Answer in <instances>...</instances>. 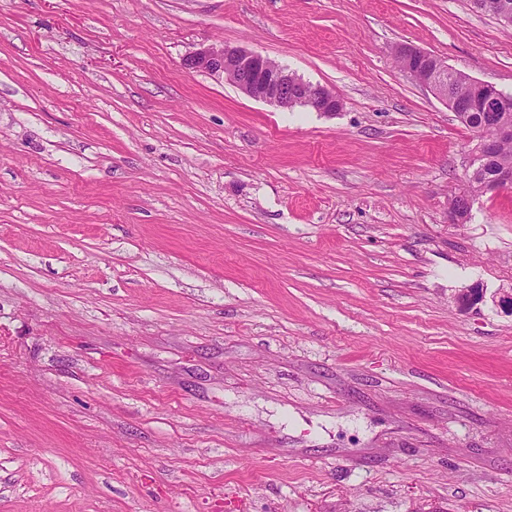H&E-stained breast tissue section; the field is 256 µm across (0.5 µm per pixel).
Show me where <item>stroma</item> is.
Returning a JSON list of instances; mask_svg holds the SVG:
<instances>
[{
	"label": "stroma",
	"mask_w": 512,
	"mask_h": 512,
	"mask_svg": "<svg viewBox=\"0 0 512 512\" xmlns=\"http://www.w3.org/2000/svg\"><path fill=\"white\" fill-rule=\"evenodd\" d=\"M406 43L512 95L469 0H0V512H512V192ZM182 65L217 81H230L247 97L283 110L305 107L336 114L342 108L335 92L307 82L266 55L242 46L203 45L189 52ZM457 117L466 127L473 131L477 137L498 140L495 152L478 164L471 175L472 193H474V197L479 196L486 193L485 186L496 171L504 168H512V137H499L498 121H484L479 114L471 115L468 119L466 118V120H462L458 115ZM482 138H478L473 158L465 174L463 187L452 197V199L459 203V206H449L448 208L449 219L454 224L467 223L470 220L473 196L469 191V175L475 167V163L482 159L484 155H489L495 149V145L491 140Z\"/></svg>",
	"instance_id": "obj_1"
}]
</instances>
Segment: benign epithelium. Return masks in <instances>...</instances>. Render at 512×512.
Here are the masks:
<instances>
[{
	"label": "benign epithelium",
	"mask_w": 512,
	"mask_h": 512,
	"mask_svg": "<svg viewBox=\"0 0 512 512\" xmlns=\"http://www.w3.org/2000/svg\"><path fill=\"white\" fill-rule=\"evenodd\" d=\"M481 10L493 15L501 24L512 26V13L503 9L497 0H484ZM399 49L402 72L416 83L429 88L452 111L468 112L473 107L485 112L488 119H497L500 90L471 78L467 81V90L450 99L445 83L452 68L447 62L410 45H401ZM183 67L218 81L225 79L247 97L283 110L305 107L315 112L334 114L342 108V101L335 92L307 82L262 53L242 46L228 43L203 45L189 52L183 59ZM453 199L458 205L448 208L450 221L454 224L468 222L472 208L469 183H464Z\"/></svg>",
	"instance_id": "benign-epithelium-1"
}]
</instances>
